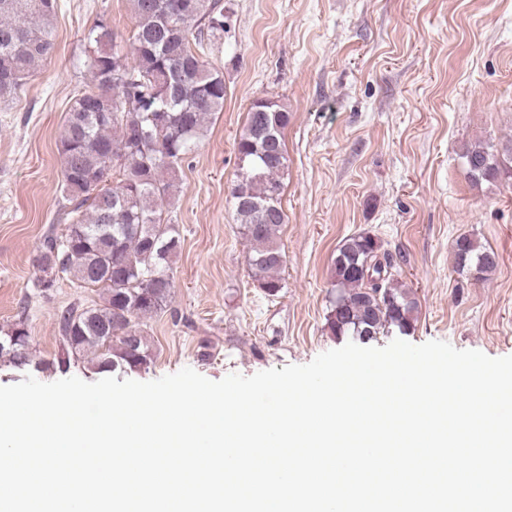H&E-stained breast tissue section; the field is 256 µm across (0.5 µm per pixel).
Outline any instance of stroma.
I'll list each match as a JSON object with an SVG mask.
<instances>
[{"label": "stroma", "mask_w": 512, "mask_h": 512, "mask_svg": "<svg viewBox=\"0 0 512 512\" xmlns=\"http://www.w3.org/2000/svg\"><path fill=\"white\" fill-rule=\"evenodd\" d=\"M205 59L224 73V109L176 170L168 216L181 231L174 288L145 330L151 381L189 367L218 381L303 365L346 344L326 324L332 260L354 234L376 236L418 301L413 344L449 342L512 355V180L473 186L462 149L512 142V0H223ZM55 51L0 101V329L25 319L35 360L59 349L57 313L96 295L69 276L38 285L33 260L69 209L57 141L90 79L86 35L107 18L132 30L128 0H59ZM290 116L281 231L282 287L252 279L229 191L236 142L254 101ZM498 255L483 275L458 273L454 244Z\"/></svg>", "instance_id": "1"}]
</instances>
